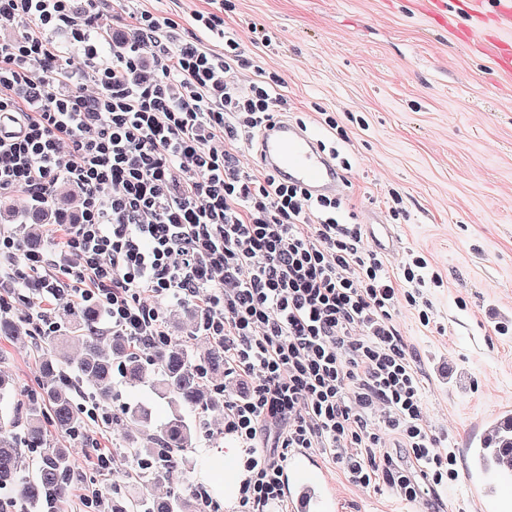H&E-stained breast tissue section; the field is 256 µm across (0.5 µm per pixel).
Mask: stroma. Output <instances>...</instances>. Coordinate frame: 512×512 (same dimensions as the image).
Instances as JSON below:
<instances>
[{
	"mask_svg": "<svg viewBox=\"0 0 512 512\" xmlns=\"http://www.w3.org/2000/svg\"><path fill=\"white\" fill-rule=\"evenodd\" d=\"M141 7L193 34L197 11L222 10L226 31L247 43L260 66L277 73L285 116L303 120L326 146L348 159L339 221L367 223L377 215L392 224L398 269L415 250L438 272L443 287L431 297L434 321L400 307L398 329L422 375L425 418L466 473V450L488 420L512 411V71L467 36L466 15L444 25L419 0H141ZM263 28L273 49L250 43ZM334 113L337 129L320 115ZM404 195L407 213L391 220L383 201ZM0 370L20 391L36 387L38 358L30 343L0 340ZM184 467L168 480L143 485L125 479L137 471L128 456L127 428L99 430L97 446L112 455L121 493L160 494L168 486L208 490L219 512H236V494L215 477L240 479L241 452L224 436V417L209 414ZM318 462L336 489L339 512H423V503L388 488L353 485L326 455Z\"/></svg>",
	"mask_w": 512,
	"mask_h": 512,
	"instance_id": "1",
	"label": "stroma"
}]
</instances>
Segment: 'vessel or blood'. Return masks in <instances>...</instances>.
<instances>
[{
	"label": "vessel or blood",
	"instance_id": "b4317fda",
	"mask_svg": "<svg viewBox=\"0 0 512 512\" xmlns=\"http://www.w3.org/2000/svg\"><path fill=\"white\" fill-rule=\"evenodd\" d=\"M439 5L465 4L469 14L491 18L506 36L497 61L512 69V0H436ZM262 165L307 190L313 197H340L345 181L332 157L327 156L315 137L302 127L282 119L273 122L259 139ZM370 246L380 252L394 251L395 240L388 225L372 222L368 233ZM284 489L291 512H335L336 492L319 467L313 452L296 448L283 463ZM501 489L490 497L483 491L484 478L467 476L473 502L481 512H495L503 500L512 499V471L503 469L494 476Z\"/></svg>",
	"mask_w": 512,
	"mask_h": 512
}]
</instances>
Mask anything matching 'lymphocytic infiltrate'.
<instances>
[{
    "mask_svg": "<svg viewBox=\"0 0 512 512\" xmlns=\"http://www.w3.org/2000/svg\"><path fill=\"white\" fill-rule=\"evenodd\" d=\"M103 2L0 0V21L17 27L0 38V203L47 208L57 183L80 191L76 212L52 224L61 248L24 250L0 230V314L22 303L32 335L52 336L46 301L91 302L106 334L147 352L169 339L160 302L194 305L233 381L224 432L243 455L239 512L284 505L293 448L445 512L457 457L424 421L419 371L394 324L404 303L429 327L426 290L441 277L416 254L391 274L361 225L339 222V200L239 168L235 145L285 101L281 78L226 35L223 17L193 16L223 38L218 52L133 9L103 64ZM238 68L254 69L248 87L227 81Z\"/></svg>",
    "mask_w": 512,
    "mask_h": 512,
    "instance_id": "f902f5d3",
    "label": "lymphocytic infiltrate"
}]
</instances>
